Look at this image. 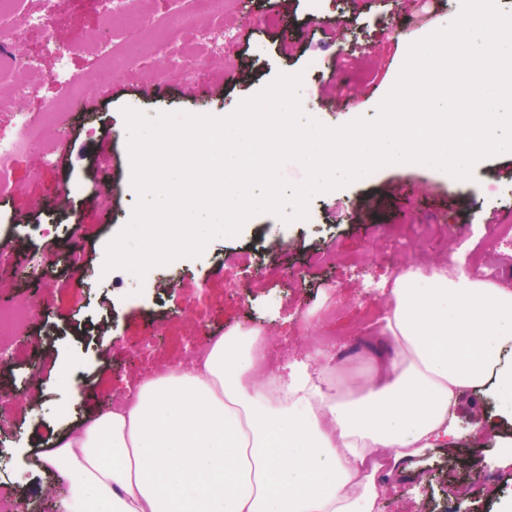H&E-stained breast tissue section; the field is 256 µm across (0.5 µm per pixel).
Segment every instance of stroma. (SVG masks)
Here are the masks:
<instances>
[{
    "label": "stroma",
    "mask_w": 512,
    "mask_h": 512,
    "mask_svg": "<svg viewBox=\"0 0 512 512\" xmlns=\"http://www.w3.org/2000/svg\"><path fill=\"white\" fill-rule=\"evenodd\" d=\"M52 44L32 32L22 44L43 80L17 97L18 111L41 117L69 99L68 122L44 129V140L10 162V189L0 195V242L13 243L0 259L25 268L45 261L33 277L0 291V308L26 311L22 337L9 340L0 377L11 392L0 396V483L23 498L60 483L39 469L51 443L86 418L109 410L170 364L188 365L192 349L240 326L267 338L269 369L286 373L290 358L316 349L347 350L336 381L358 390L375 360L367 348L381 333L392 306L390 287L410 268L448 264L449 238L465 244L461 259L480 249L490 215L512 214V152L476 164L473 177L456 180L421 164H391L368 180L315 195L309 217L284 223L259 214L234 237L211 240L202 255L149 270L132 290L127 270L104 279L107 242L125 226L137 194L123 107L146 115L187 112L225 116L280 73H302L314 91V118L330 127L373 117L392 88L411 40L395 23L410 0H322L311 21L306 0H236L211 37L217 52L191 74L160 70L156 52L131 45L116 68L83 51L95 40L101 17L95 0H56ZM67 51L72 74L88 79L82 92L54 78L57 51ZM57 163H44L45 147ZM111 181L112 196L92 191ZM74 194L59 197L61 183ZM436 232L418 237L417 224ZM82 250L86 268L71 270L66 255ZM330 263H321L323 255ZM156 345L137 353L144 334ZM70 365L67 380L55 366ZM38 377L41 393L29 383ZM457 439H440L419 460L383 479L374 512H512V464L501 465L512 423L498 397L479 391L455 413ZM486 427L488 436L473 433Z\"/></svg>",
    "instance_id": "35a3bbf8"
}]
</instances>
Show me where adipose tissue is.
Here are the masks:
<instances>
[{
	"mask_svg": "<svg viewBox=\"0 0 512 512\" xmlns=\"http://www.w3.org/2000/svg\"><path fill=\"white\" fill-rule=\"evenodd\" d=\"M390 293L393 352L357 398L334 356L281 376L259 331L231 330L43 454L70 479L63 512H374L377 471L451 433L466 394L512 391V288L417 268Z\"/></svg>",
	"mask_w": 512,
	"mask_h": 512,
	"instance_id": "adipose-tissue-1",
	"label": "adipose tissue"
}]
</instances>
